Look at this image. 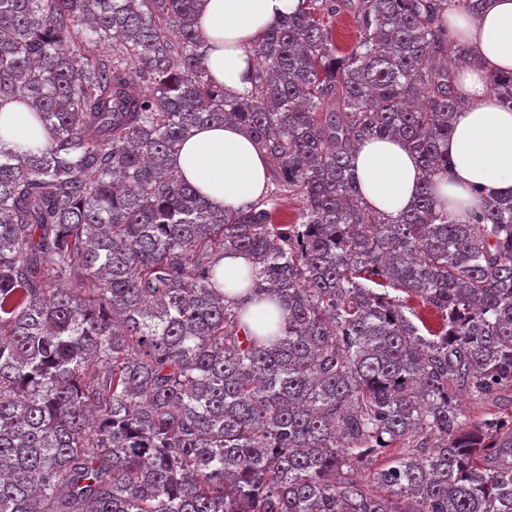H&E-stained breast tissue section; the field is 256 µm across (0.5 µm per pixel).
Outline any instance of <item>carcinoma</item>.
I'll return each instance as SVG.
<instances>
[{
    "label": "carcinoma",
    "mask_w": 512,
    "mask_h": 512,
    "mask_svg": "<svg viewBox=\"0 0 512 512\" xmlns=\"http://www.w3.org/2000/svg\"><path fill=\"white\" fill-rule=\"evenodd\" d=\"M304 2L230 94L200 0H0V110L25 100L50 135L0 142V512H512V192L463 221L436 199L468 61L448 0ZM490 86L512 110V72ZM226 119L270 169L229 213L169 167ZM393 135L425 178L388 218L353 167ZM287 192L302 208L275 224ZM226 254L273 305L257 331ZM460 394L508 411L467 422ZM333 39L341 52H347L356 43L358 37L357 25L349 14H341L332 26ZM251 265L241 255H226L216 266L217 277L224 278V293L233 296L244 290L247 283L244 282ZM377 288L378 292H386L389 294L390 297L399 299L400 301H403V305L406 307L405 313L410 316L415 323H417L420 327L421 324L418 322V320L411 315V313H414L418 316H423L426 319H428L431 322L439 323L441 321V318L439 317V314L433 312L432 310L428 309L427 305L422 304V301L415 297V296H409L407 293L402 291L399 288H392L390 286L385 287H379L375 286Z\"/></svg>",
    "instance_id": "cac0c4a2"
}]
</instances>
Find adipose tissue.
<instances>
[{
    "label": "adipose tissue",
    "mask_w": 512,
    "mask_h": 512,
    "mask_svg": "<svg viewBox=\"0 0 512 512\" xmlns=\"http://www.w3.org/2000/svg\"><path fill=\"white\" fill-rule=\"evenodd\" d=\"M301 2L201 0L196 26L216 45L207 66L225 89L242 93L250 88V46ZM448 29L476 55L474 62L458 70V88L466 105L452 116L451 167L436 181L439 202L458 219L481 206L474 186L488 193L512 191V111L500 106L489 90L491 73L512 72V0H487L476 16L460 0H450ZM0 138L9 147L27 149L44 146L48 134L35 120L30 103L14 102L0 110ZM170 164L217 209H239L261 197L267 184L266 158L231 122L194 131ZM355 176L364 201L391 217L411 207L421 181L416 159L397 138L362 142L355 154Z\"/></svg>",
    "instance_id": "ef3b65f1"
}]
</instances>
